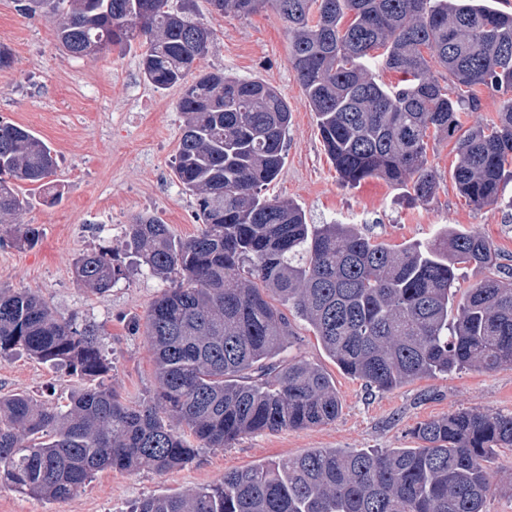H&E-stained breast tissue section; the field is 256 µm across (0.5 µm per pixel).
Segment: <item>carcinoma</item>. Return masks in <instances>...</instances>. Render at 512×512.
<instances>
[{"label":"carcinoma","instance_id":"obj_1","mask_svg":"<svg viewBox=\"0 0 512 512\" xmlns=\"http://www.w3.org/2000/svg\"><path fill=\"white\" fill-rule=\"evenodd\" d=\"M219 15L270 6L290 36L289 62L342 181L376 178L429 202L437 177L429 142H454L452 180L477 208L500 204L512 180V97L497 120L463 129L478 112L462 88L512 91V13L492 0H209ZM23 15L57 20L73 56L138 42L156 89L180 85L185 117L175 173L202 227L176 239L138 215L125 250L171 281L145 319L157 388L127 403L105 384L112 362L95 329L56 318L29 290L0 288V358L24 352L65 367L79 386L65 407L24 392L0 397V485L66 499L104 469L167 472L204 448L261 432L336 421L342 404L320 367L280 359L306 322L348 375L382 391L461 369L512 366V282L489 276L457 295V270L497 266L479 235L448 226L426 244L390 246L352 224H308L292 201L262 187L279 175L290 107L274 88L198 70L214 29L169 0H16ZM402 74L387 86L371 63ZM446 85H441V81ZM56 157L39 137L0 121V221L28 201V182L55 191ZM27 226L17 246L38 243ZM130 266L84 253L76 284L98 296ZM418 448H315L235 469L224 481L149 497L130 512H485L486 463L512 447V414L459 410L418 423Z\"/></svg>","mask_w":512,"mask_h":512}]
</instances>
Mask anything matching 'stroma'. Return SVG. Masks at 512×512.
Returning <instances> with one entry per match:
<instances>
[{"label": "stroma", "mask_w": 512, "mask_h": 512, "mask_svg": "<svg viewBox=\"0 0 512 512\" xmlns=\"http://www.w3.org/2000/svg\"><path fill=\"white\" fill-rule=\"evenodd\" d=\"M174 4L189 5L215 31L201 69L261 81L288 101L284 165L264 186L266 197L293 201L309 223L353 224L390 245L425 243L454 225L488 240L500 256L493 272L463 266L458 288L491 273L512 281V211L479 209L459 194L451 178L457 161L453 144L438 141L429 149L438 179L429 203L412 201L378 179L344 184L288 61V30L276 12L267 6L247 16H221L208 0ZM0 43L13 53L11 66L0 69V120L30 129L51 147L57 157L53 180L62 189L61 199L54 201L31 184L18 183L19 195L29 204L15 223L0 224V287L36 291L61 321L97 327L112 362L109 385L126 401L143 400L157 387L145 318L167 281L138 269L98 297L76 285L73 263L79 254L99 249L121 252L128 225L143 213L161 218L177 238L198 233L195 199L182 190L174 172L184 124L176 109L181 90H158L142 79L136 43L103 56L68 55L56 39L55 19L26 17L14 0H0ZM26 224L39 227L38 244L8 243V236ZM291 325L294 335L285 354L330 375L342 403L336 422L248 435L229 448L203 449L191 463L167 473L105 470L63 501L0 486V512H129L141 499L216 484L225 472L312 448H413L417 442L411 431L417 423L451 411L512 414V367L438 374L378 392L338 368L305 322L295 317ZM76 385L67 371L37 360L0 359V395L23 391L64 405ZM488 468L495 489L486 499V512H512V448L496 449Z\"/></svg>", "instance_id": "stroma-1"}]
</instances>
